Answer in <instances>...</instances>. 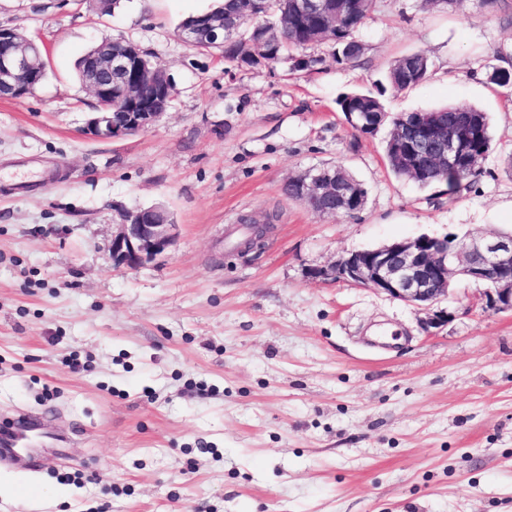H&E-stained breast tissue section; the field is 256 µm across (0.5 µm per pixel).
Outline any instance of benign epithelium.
<instances>
[{
  "instance_id": "7a95c632",
  "label": "benign epithelium",
  "mask_w": 512,
  "mask_h": 512,
  "mask_svg": "<svg viewBox=\"0 0 512 512\" xmlns=\"http://www.w3.org/2000/svg\"><path fill=\"white\" fill-rule=\"evenodd\" d=\"M302 16H320L329 26L336 11L327 0H295ZM182 41L193 47L200 43L224 47L234 37L224 16L207 13L178 28ZM0 91L15 99L34 94L46 77V63L40 45L25 32L0 27ZM81 83L94 97V112L85 133L110 141L150 129L170 103L172 82L167 72L150 63L140 49L129 42L105 38L93 46L81 62ZM393 135L404 151L410 168H416L418 150L426 149L428 167L454 171L470 162L464 144L471 136L470 119L448 122L438 117H400ZM298 198L318 203L323 213H336L348 196L342 175L306 170L289 179ZM177 224L162 206L139 208L127 213L112 235V260L118 267L136 269L167 253L176 243ZM461 250L448 253V237L420 235L396 240L376 248L345 253L331 264L314 268L315 279L342 280L383 292L393 299L423 311L421 328L429 333L448 325V311L436 308L447 298L453 279L484 286L486 307L512 312V235H491L464 239Z\"/></svg>"
}]
</instances>
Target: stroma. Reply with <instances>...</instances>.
<instances>
[{
	"instance_id": "35a3bbf8",
	"label": "stroma",
	"mask_w": 512,
	"mask_h": 512,
	"mask_svg": "<svg viewBox=\"0 0 512 512\" xmlns=\"http://www.w3.org/2000/svg\"><path fill=\"white\" fill-rule=\"evenodd\" d=\"M215 0H0V26L46 48L32 96L0 99V422L48 416L41 470L0 466V512H512V313L455 280L447 326L377 290L311 278L339 255L420 235L512 231V0H376L363 56L239 70L180 22ZM109 36L171 77L149 130L86 135L78 57ZM428 78L393 113L487 112L492 149L456 199L386 163V131L355 135L338 95L411 53ZM340 165L367 190L355 216L281 192ZM164 206L165 257L112 261L126 212ZM271 230L242 250L241 217ZM80 362L73 371L71 362Z\"/></svg>"
}]
</instances>
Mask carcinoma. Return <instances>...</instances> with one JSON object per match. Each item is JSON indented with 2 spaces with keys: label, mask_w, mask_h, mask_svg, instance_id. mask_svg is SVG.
<instances>
[{
  "label": "carcinoma",
  "mask_w": 512,
  "mask_h": 512,
  "mask_svg": "<svg viewBox=\"0 0 512 512\" xmlns=\"http://www.w3.org/2000/svg\"><path fill=\"white\" fill-rule=\"evenodd\" d=\"M290 2L291 0H266L265 18L254 21L242 20L241 33L237 36V41L224 47V58L235 63L237 68H243L242 62L251 56L252 42L265 37L269 38V53L264 57V64L269 67L288 59L293 60V67L296 69H306L319 64L322 61L320 57L305 54L294 57L290 52H303L327 41L332 45V55L336 63L350 64L360 58L364 51L360 32L373 10L374 0H368L366 3L360 0H343L347 9L343 15L336 18L334 27L326 26L319 17L294 20ZM285 16L288 17V30L282 31L281 20ZM498 57L505 65L492 68L489 80L501 87L512 86V66L506 65L508 53L500 50ZM429 72V58L422 53H413L399 58L390 68L386 80L390 88L398 93L425 80ZM382 95L381 90L376 93H345L336 99V111L342 113L353 128L364 120L376 123L373 128L363 129L364 134L373 135L384 126L391 129L397 124L399 115L386 110ZM439 111L450 116L455 112H469L482 127V137L471 147L473 164L448 176V199L451 200L454 194L460 191L463 183L477 174L479 163L486 159L492 149V137L487 114L477 108L446 106L439 108ZM385 153L389 166L396 175L412 177L422 187H428L443 179V175L438 172H432L425 177L412 176L389 138L385 141ZM344 174L351 191L359 200L351 203L343 214L354 216L364 209L367 191L349 171H344Z\"/></svg>",
  "instance_id": "1"
}]
</instances>
